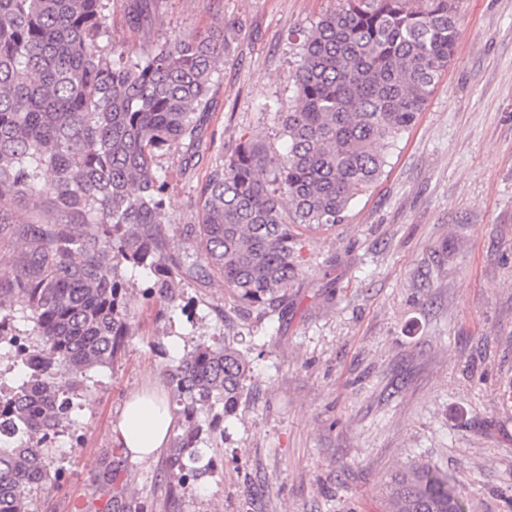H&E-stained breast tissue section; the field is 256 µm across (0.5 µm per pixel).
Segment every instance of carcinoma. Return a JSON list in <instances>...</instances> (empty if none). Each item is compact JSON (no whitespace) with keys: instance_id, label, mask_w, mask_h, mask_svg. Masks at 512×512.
I'll use <instances>...</instances> for the list:
<instances>
[{"instance_id":"obj_1","label":"carcinoma","mask_w":512,"mask_h":512,"mask_svg":"<svg viewBox=\"0 0 512 512\" xmlns=\"http://www.w3.org/2000/svg\"><path fill=\"white\" fill-rule=\"evenodd\" d=\"M161 0H135L132 27ZM112 0H0V235L12 200L24 239L0 281V350L26 380L0 384V512H31L51 480L47 440L63 426L74 380L109 365L131 334L128 270L151 274L145 295L172 304L203 272L242 308L271 318L288 308L301 231L345 220L389 150L416 123L458 40L456 0H340L301 43L293 104L278 112L288 152L241 138L215 161L198 223L183 227L196 252H167L161 220L168 183L157 159L199 139L224 30L181 33L138 51L109 39ZM27 313L28 328L11 312ZM250 360L230 342L201 343L169 370L190 418L236 414ZM194 423L168 459L196 476ZM387 512H465L447 473L417 464L395 479Z\"/></svg>"}]
</instances>
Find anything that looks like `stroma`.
<instances>
[{
  "label": "stroma",
  "instance_id": "obj_1",
  "mask_svg": "<svg viewBox=\"0 0 512 512\" xmlns=\"http://www.w3.org/2000/svg\"><path fill=\"white\" fill-rule=\"evenodd\" d=\"M113 0V43L141 48L223 26L224 65L202 129L212 150L163 156L162 219L192 252L211 164L248 135L286 152L273 110L289 105L304 31L339 0H163L145 29ZM459 38L424 111L345 221L305 233L280 318L238 309L223 286L188 280L174 308L127 297L133 334L91 371L49 454L34 512H386L400 471L448 472L468 512H512V0H458ZM233 340L252 364L236 417L204 446L205 476H170V448L131 460L112 440L126 398L158 388L197 343Z\"/></svg>",
  "mask_w": 512,
  "mask_h": 512
}]
</instances>
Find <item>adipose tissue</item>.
Segmentation results:
<instances>
[{"label":"adipose tissue","instance_id":"adipose-tissue-1","mask_svg":"<svg viewBox=\"0 0 512 512\" xmlns=\"http://www.w3.org/2000/svg\"><path fill=\"white\" fill-rule=\"evenodd\" d=\"M175 427L165 399L155 393L132 395L112 424V439L126 448L133 460L145 461L163 448Z\"/></svg>","mask_w":512,"mask_h":512}]
</instances>
